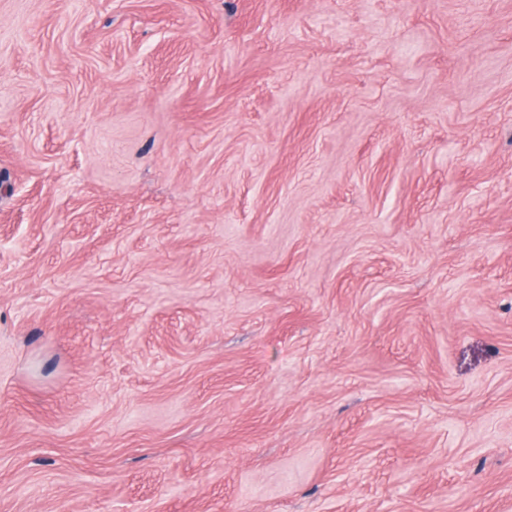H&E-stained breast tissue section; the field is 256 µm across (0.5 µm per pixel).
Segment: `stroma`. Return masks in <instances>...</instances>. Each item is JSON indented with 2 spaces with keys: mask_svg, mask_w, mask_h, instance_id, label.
<instances>
[{
  "mask_svg": "<svg viewBox=\"0 0 512 512\" xmlns=\"http://www.w3.org/2000/svg\"><path fill=\"white\" fill-rule=\"evenodd\" d=\"M0 512H512V0H0Z\"/></svg>",
  "mask_w": 512,
  "mask_h": 512,
  "instance_id": "35a3bbf8",
  "label": "stroma"
}]
</instances>
